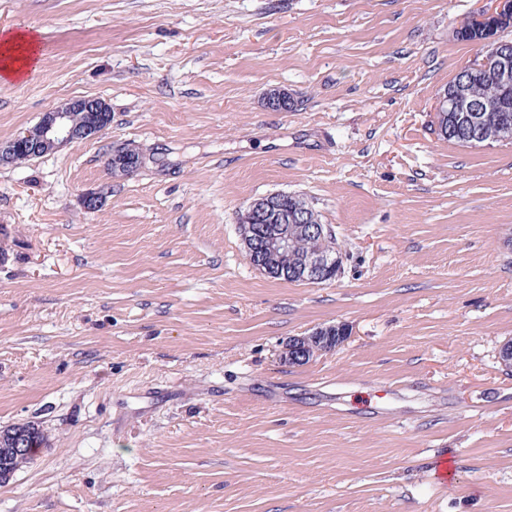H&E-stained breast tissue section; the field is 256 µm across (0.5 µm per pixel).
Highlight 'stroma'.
<instances>
[{
    "label": "stroma",
    "instance_id": "obj_1",
    "mask_svg": "<svg viewBox=\"0 0 512 512\" xmlns=\"http://www.w3.org/2000/svg\"><path fill=\"white\" fill-rule=\"evenodd\" d=\"M488 5L0 0L39 45L0 143L68 99L112 113L0 163V430L46 439L0 512H512V143L433 123ZM127 143L143 167L109 176ZM274 192L344 242L335 281L248 263L238 216ZM333 336L334 337L330 342H327L325 339L320 338L319 335H316V332L313 333L311 336L299 339L301 351L303 352V354H301L300 356L297 355L299 352L298 345L295 344V341H290L288 343L286 357L295 359V357L297 356L295 362L303 363L306 362V360H309L310 357H313L314 354L318 351H331L332 349H335L336 346L339 343H341L345 338V336H343L342 328H337V332Z\"/></svg>",
    "mask_w": 512,
    "mask_h": 512
}]
</instances>
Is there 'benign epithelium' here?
I'll list each match as a JSON object with an SVG mask.
<instances>
[{"label": "benign epithelium", "mask_w": 512, "mask_h": 512, "mask_svg": "<svg viewBox=\"0 0 512 512\" xmlns=\"http://www.w3.org/2000/svg\"><path fill=\"white\" fill-rule=\"evenodd\" d=\"M471 30L480 35L477 43L483 46L481 60L462 68L466 76L486 73L494 78L502 91L512 92V42L500 38L502 30L512 28V0H490V6L477 13L470 21ZM508 111L502 100L486 102L476 107L466 93L464 81H459L451 89L440 93L435 105V130L442 131L441 119L446 112L455 113L456 122L464 124L466 140L471 144L497 143L512 139V127L499 129V134L491 136L485 127L478 123L477 111ZM88 114L87 121L79 126L71 123V113ZM109 124V108L99 98L81 97L62 102L45 113L34 126L21 131L16 137L0 146V159H10L17 154L40 156L42 151L51 147L58 149L67 144L90 139ZM137 161L133 170H139L144 158L138 147L123 145L112 152L107 162ZM288 197L286 192L270 193L249 203L239 217V226L249 263L262 268L258 263L259 254L268 251L288 255L293 239L295 225L307 228L310 235L324 239L334 234L328 224H323L310 214L287 211L282 201ZM340 272V259L329 253L316 251L298 268L294 275L304 281L322 282L333 280Z\"/></svg>", "instance_id": "1"}]
</instances>
